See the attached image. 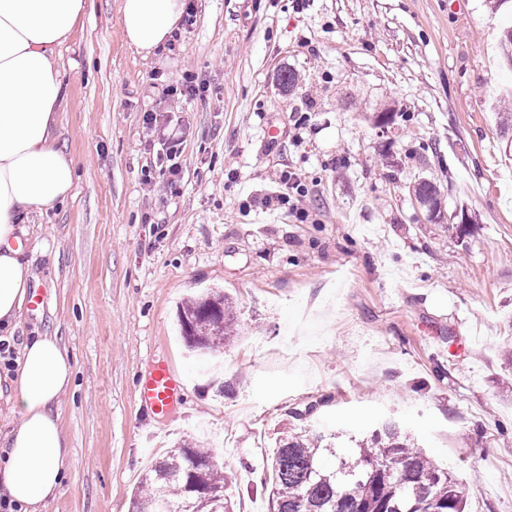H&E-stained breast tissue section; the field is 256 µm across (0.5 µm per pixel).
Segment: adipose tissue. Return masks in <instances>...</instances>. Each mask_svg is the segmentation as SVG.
Masks as SVG:
<instances>
[{"label": "adipose tissue", "instance_id": "ef3b65f1", "mask_svg": "<svg viewBox=\"0 0 512 512\" xmlns=\"http://www.w3.org/2000/svg\"><path fill=\"white\" fill-rule=\"evenodd\" d=\"M86 0H0V327L21 316L34 274L17 242L26 218L71 196L75 163L56 144L64 98L59 58ZM184 0H122L123 37L144 55L180 32ZM73 366L57 337L18 352L9 398L17 422L0 433V498L43 512L64 481L71 449L60 431V397Z\"/></svg>", "mask_w": 512, "mask_h": 512}]
</instances>
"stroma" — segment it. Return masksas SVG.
<instances>
[{"mask_svg": "<svg viewBox=\"0 0 512 512\" xmlns=\"http://www.w3.org/2000/svg\"><path fill=\"white\" fill-rule=\"evenodd\" d=\"M192 2L193 24L147 57L123 39L122 0H87L60 50L58 145L76 180L29 218L44 303L13 333L57 336L75 366L60 404L72 467L44 512H129L142 474L187 438L214 443L235 512H267L260 478L296 412L356 437L394 418L453 466L467 512H512V161L488 107L512 80L493 53L512 9ZM157 72L205 90L164 97ZM148 111L185 132L172 192L144 180L162 136ZM275 169L305 179L307 221L264 206ZM421 177L442 223L410 192ZM211 288L241 333L206 374L177 308ZM160 360L183 385L165 419L135 403Z\"/></svg>", "mask_w": 512, "mask_h": 512, "instance_id": "35a3bbf8", "label": "stroma"}]
</instances>
